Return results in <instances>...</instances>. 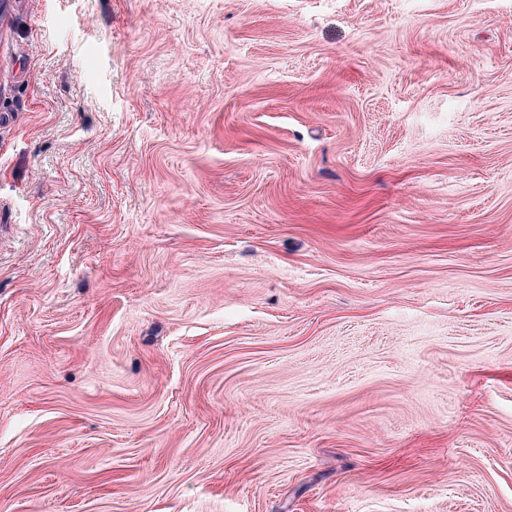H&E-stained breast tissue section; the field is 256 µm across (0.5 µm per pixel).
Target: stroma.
Wrapping results in <instances>:
<instances>
[{
  "mask_svg": "<svg viewBox=\"0 0 512 512\" xmlns=\"http://www.w3.org/2000/svg\"><path fill=\"white\" fill-rule=\"evenodd\" d=\"M0 512H512V0H5Z\"/></svg>",
  "mask_w": 512,
  "mask_h": 512,
  "instance_id": "obj_1",
  "label": "stroma"
}]
</instances>
